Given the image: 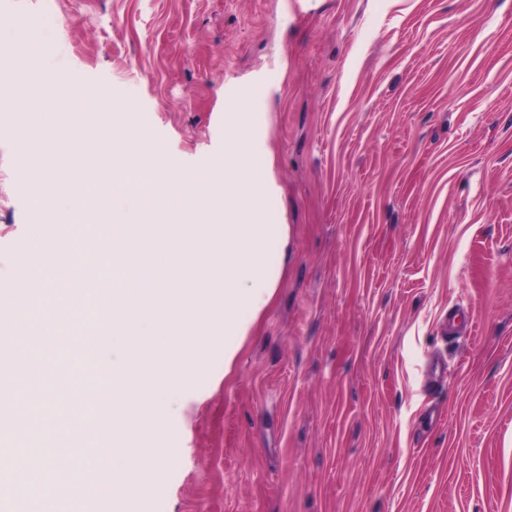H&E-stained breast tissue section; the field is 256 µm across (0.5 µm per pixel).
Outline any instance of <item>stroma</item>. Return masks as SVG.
Returning <instances> with one entry per match:
<instances>
[{
	"label": "stroma",
	"mask_w": 512,
	"mask_h": 512,
	"mask_svg": "<svg viewBox=\"0 0 512 512\" xmlns=\"http://www.w3.org/2000/svg\"><path fill=\"white\" fill-rule=\"evenodd\" d=\"M44 13L42 61L171 168L209 170L247 113L289 227L273 300L171 399L156 445L180 446L123 512H512V0H0V37ZM20 147L0 120V289L75 242L44 276L85 316L18 330L0 403L64 447L93 433L90 365L122 361L112 275L92 225L36 220ZM67 248V250L63 249L60 245H53L49 248H45L39 254L33 256L29 264L34 271L45 266H52L60 271L67 272L74 266L76 261V249L69 245Z\"/></svg>",
	"instance_id": "35a3bbf8"
}]
</instances>
